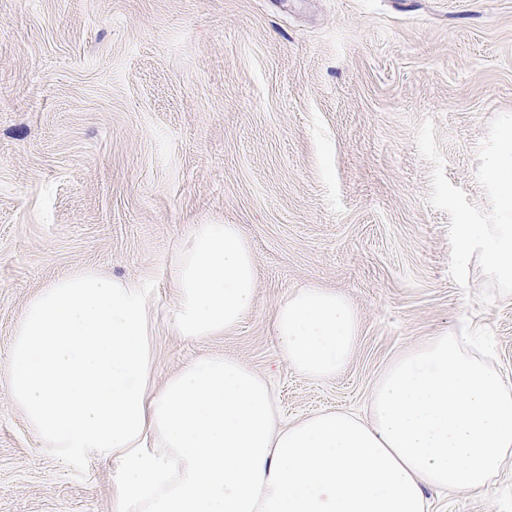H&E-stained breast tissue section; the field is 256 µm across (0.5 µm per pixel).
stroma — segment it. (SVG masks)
Returning a JSON list of instances; mask_svg holds the SVG:
<instances>
[{
	"instance_id": "obj_1",
	"label": "stroma",
	"mask_w": 512,
	"mask_h": 512,
	"mask_svg": "<svg viewBox=\"0 0 512 512\" xmlns=\"http://www.w3.org/2000/svg\"><path fill=\"white\" fill-rule=\"evenodd\" d=\"M512 121V0H0V512H114L119 465L44 448L3 372L27 300L71 270L146 281L152 382L205 353L265 375L285 421L365 413L387 363L460 322L512 382V298L453 229L491 224L480 168ZM194 224H236L255 302L229 335L175 334L168 269ZM318 285L356 308L354 354L315 380L269 315ZM512 512V455L482 495Z\"/></svg>"
}]
</instances>
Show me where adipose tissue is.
Returning <instances> with one entry per match:
<instances>
[{
  "instance_id": "obj_1",
  "label": "adipose tissue",
  "mask_w": 512,
  "mask_h": 512,
  "mask_svg": "<svg viewBox=\"0 0 512 512\" xmlns=\"http://www.w3.org/2000/svg\"><path fill=\"white\" fill-rule=\"evenodd\" d=\"M501 224L456 227L458 266L481 257L512 288V145L484 169ZM177 335L237 329L257 270L234 224H195L169 269ZM271 328L295 371L339 374L359 333L352 304L309 286L275 307ZM145 282L82 268L40 287L14 331L13 402L58 458L118 459L115 512H429L431 490L485 493L512 452V384L465 336L443 330L384 368L366 415L344 408L285 425L271 384L239 359L205 354L151 387Z\"/></svg>"
}]
</instances>
